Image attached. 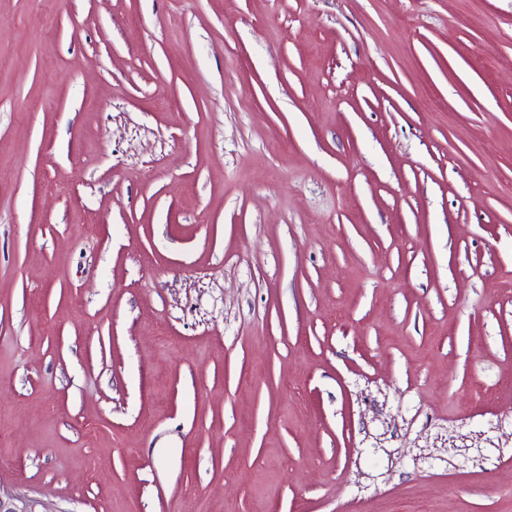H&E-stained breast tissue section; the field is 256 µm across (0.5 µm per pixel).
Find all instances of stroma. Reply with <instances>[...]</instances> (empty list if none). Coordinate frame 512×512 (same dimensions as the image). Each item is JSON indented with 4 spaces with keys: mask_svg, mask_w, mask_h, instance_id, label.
Segmentation results:
<instances>
[{
    "mask_svg": "<svg viewBox=\"0 0 512 512\" xmlns=\"http://www.w3.org/2000/svg\"><path fill=\"white\" fill-rule=\"evenodd\" d=\"M0 498L512 512V0H0Z\"/></svg>",
    "mask_w": 512,
    "mask_h": 512,
    "instance_id": "stroma-1",
    "label": "stroma"
}]
</instances>
